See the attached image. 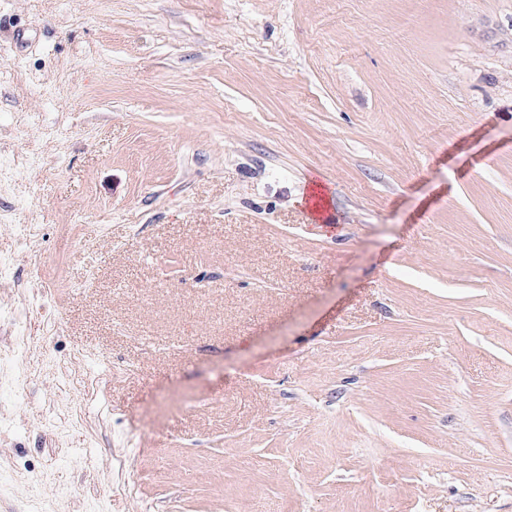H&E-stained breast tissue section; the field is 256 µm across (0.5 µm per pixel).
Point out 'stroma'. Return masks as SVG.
<instances>
[{
  "label": "stroma",
  "mask_w": 512,
  "mask_h": 512,
  "mask_svg": "<svg viewBox=\"0 0 512 512\" xmlns=\"http://www.w3.org/2000/svg\"><path fill=\"white\" fill-rule=\"evenodd\" d=\"M0 512H512V0H0Z\"/></svg>",
  "instance_id": "1"
}]
</instances>
